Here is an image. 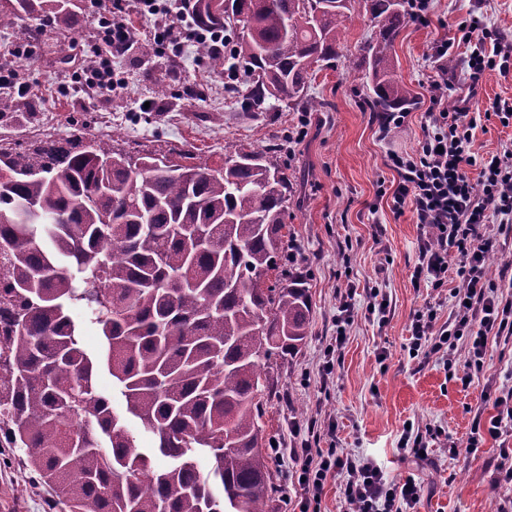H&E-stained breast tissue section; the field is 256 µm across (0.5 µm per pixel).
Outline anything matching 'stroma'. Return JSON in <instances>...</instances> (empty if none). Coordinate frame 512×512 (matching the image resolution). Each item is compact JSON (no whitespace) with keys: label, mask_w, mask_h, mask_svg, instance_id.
I'll use <instances>...</instances> for the list:
<instances>
[{"label":"stroma","mask_w":512,"mask_h":512,"mask_svg":"<svg viewBox=\"0 0 512 512\" xmlns=\"http://www.w3.org/2000/svg\"><path fill=\"white\" fill-rule=\"evenodd\" d=\"M472 11L512 32V0H430V24L411 21L403 28L392 54L416 102L408 123L385 138L373 120L365 70L358 65L372 36L362 8L340 36L338 57L323 63L309 81L308 95L318 109L305 126L297 110L243 111L225 93L223 73L212 71L191 41L176 58L165 52L147 60L133 51L114 58L112 67L128 77L130 94L96 95L78 106L61 89L68 70L50 36H42L36 53L15 57L14 37L0 32V59H13L42 91L33 100L34 113L0 116L2 144L62 136L80 127L127 151L190 150L213 165L222 162L229 144L285 153L286 230L296 246L292 264L307 279L311 314L304 344L274 370L278 395L266 403V432L284 450L274 460L276 512H299V465L292 451L305 441L366 459L388 481L423 483L425 493L413 512H512V486L493 484L496 443L468 446L475 415L494 412L488 384L512 387V343L489 342L482 372L470 375L467 385L462 382L465 352H458L453 370L440 354L425 362L409 356L414 311L429 304L439 321H446L452 290L413 286L421 228L411 213L394 216L378 194L380 181L394 176L386 165L388 153L415 152L424 134L430 85L451 75L433 59L434 43L455 36L457 22ZM172 70L177 78L168 96L158 97V81ZM193 80L206 87L204 97L182 96V85ZM144 98L153 99L154 111H138L136 102ZM296 131L300 139L289 144V133ZM351 282L358 286L353 321L340 353L330 355L326 349L336 334L340 295ZM373 289L390 303L382 325L365 314ZM409 424L443 435L426 461L406 460L399 450ZM450 441L455 451H448ZM52 498L49 487L33 480L23 451L0 448V512H68L61 506L48 510Z\"/></svg>","instance_id":"obj_1"}]
</instances>
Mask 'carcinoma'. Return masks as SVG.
I'll list each match as a JSON object with an SVG mask.
<instances>
[{
	"instance_id": "cac0c4a2",
	"label": "carcinoma",
	"mask_w": 512,
	"mask_h": 512,
	"mask_svg": "<svg viewBox=\"0 0 512 512\" xmlns=\"http://www.w3.org/2000/svg\"><path fill=\"white\" fill-rule=\"evenodd\" d=\"M365 2L369 102L398 112L414 99L392 55L406 0ZM312 3L198 0L195 24L224 29L232 52L200 42L197 54L243 69L242 109L318 107L310 72L338 56L351 9ZM75 8L3 0L0 31L25 14L40 22L28 37L62 35ZM178 156L116 150L77 128L0 146V447L22 450L69 512H275L263 398L311 313L306 279L285 263L288 175L272 148L228 145L216 166ZM73 307L105 339L122 415L98 390ZM140 432L167 466L138 451Z\"/></svg>"
}]
</instances>
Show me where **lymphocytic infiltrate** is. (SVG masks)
Masks as SVG:
<instances>
[{"label": "lymphocytic infiltrate", "instance_id": "lymphocytic-infiltrate-1", "mask_svg": "<svg viewBox=\"0 0 512 512\" xmlns=\"http://www.w3.org/2000/svg\"><path fill=\"white\" fill-rule=\"evenodd\" d=\"M172 0H113L107 12L97 13L98 42L89 64L76 66L75 82L97 92L127 94V78L112 70L113 57L123 55L136 41L139 29L128 25L125 12H135L142 20L154 21L149 40L181 49L184 41L212 43L224 47L220 30L199 29L190 21L193 0H182L172 8ZM175 22H168V15ZM460 42L467 50L457 53L454 42L436 43V58L457 56L462 81L457 86V105H449L441 83L431 87L428 122L424 137L414 153L391 152L387 166L396 174L389 207L394 215L411 212L427 232L418 244V261L412 272L414 284L444 287L449 275H456L451 314L439 322L433 307L416 310L409 327L410 357H428L445 352L456 356L465 350L468 370L479 372L484 366L489 337L512 338V297L498 295L492 283L487 259L494 246L490 228L512 223V149L482 156L472 149L475 131L482 119L498 120L512 127V99H479L486 74L512 79V35L488 25L483 16L470 15L459 23ZM461 262L456 272L448 270L449 253ZM495 412L486 420L474 421L470 447H477L481 436L498 440L512 434V389L496 396ZM298 475L300 512H321L324 486L329 479L343 476L344 500L351 512H412L424 488L415 480L396 485L385 480L371 462L361 461L329 448H299Z\"/></svg>", "mask_w": 512, "mask_h": 512}]
</instances>
